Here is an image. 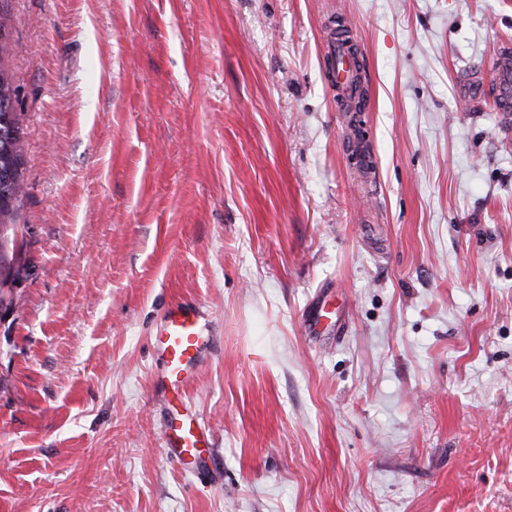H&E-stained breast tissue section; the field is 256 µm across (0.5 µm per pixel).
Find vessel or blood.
Wrapping results in <instances>:
<instances>
[{
    "label": "vessel or blood",
    "instance_id": "obj_1",
    "mask_svg": "<svg viewBox=\"0 0 512 512\" xmlns=\"http://www.w3.org/2000/svg\"><path fill=\"white\" fill-rule=\"evenodd\" d=\"M332 63V83L339 99L358 95L354 74L361 66L353 55L348 40L329 44ZM494 106L500 112H512V70L503 68L493 77ZM199 307L177 302L164 312L151 337L158 369L156 387L174 395L184 392L195 378L213 342L203 323ZM162 446L167 457L183 470L196 472L207 467L210 458V438L201 418L194 414H176L169 418L162 431Z\"/></svg>",
    "mask_w": 512,
    "mask_h": 512
}]
</instances>
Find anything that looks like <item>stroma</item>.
<instances>
[{
    "label": "stroma",
    "mask_w": 512,
    "mask_h": 512,
    "mask_svg": "<svg viewBox=\"0 0 512 512\" xmlns=\"http://www.w3.org/2000/svg\"><path fill=\"white\" fill-rule=\"evenodd\" d=\"M0 8L26 184L0 512H512V113L457 96L512 0ZM180 299L215 341L180 407L198 474L153 383ZM328 54L332 63L326 68L332 73L331 83L336 87L337 97L344 102L351 96H357L359 90L354 84V73L362 65L358 52L353 56L349 41L340 39L328 45ZM210 438L206 425L196 414L172 415L162 431L167 457L183 470L200 471L210 459Z\"/></svg>",
    "instance_id": "obj_1"
}]
</instances>
